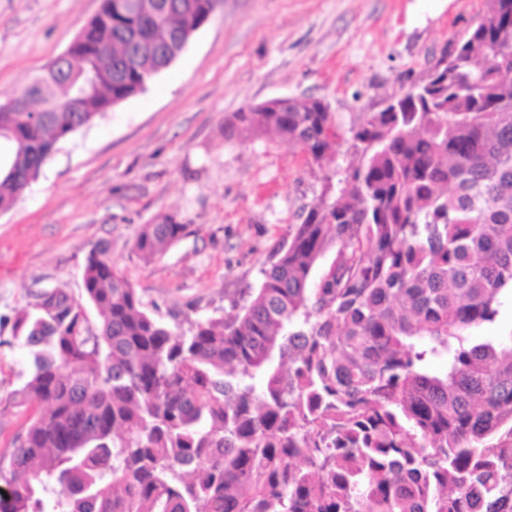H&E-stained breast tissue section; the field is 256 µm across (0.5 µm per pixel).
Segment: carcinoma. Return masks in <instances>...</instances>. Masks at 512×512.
<instances>
[{
	"label": "carcinoma",
	"instance_id": "1",
	"mask_svg": "<svg viewBox=\"0 0 512 512\" xmlns=\"http://www.w3.org/2000/svg\"><path fill=\"white\" fill-rule=\"evenodd\" d=\"M219 4L102 0L75 63L0 100L18 174L144 91ZM238 127L321 169L338 155L314 97L235 112ZM348 152L228 318L144 310L103 243L84 300L46 289L0 317L31 357L8 404L40 405L0 449V512H512V333L472 337L512 299V0H486ZM20 195L1 171L0 211ZM185 230L145 224L134 250L150 262Z\"/></svg>",
	"mask_w": 512,
	"mask_h": 512
}]
</instances>
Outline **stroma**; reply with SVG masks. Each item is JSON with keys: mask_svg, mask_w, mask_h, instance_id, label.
<instances>
[{"mask_svg": "<svg viewBox=\"0 0 512 512\" xmlns=\"http://www.w3.org/2000/svg\"><path fill=\"white\" fill-rule=\"evenodd\" d=\"M102 0H0V99L64 52ZM485 13V0H223L146 91L65 141L0 213V316L36 292L82 298L89 249L113 263L167 322L232 315L290 227L317 202L324 170L278 137L228 132L233 113L314 96L342 148L372 113L423 83ZM168 215L186 231L163 256L134 250ZM0 332V448L23 420L7 406L28 354Z\"/></svg>", "mask_w": 512, "mask_h": 512, "instance_id": "35a3bbf8", "label": "stroma"}]
</instances>
